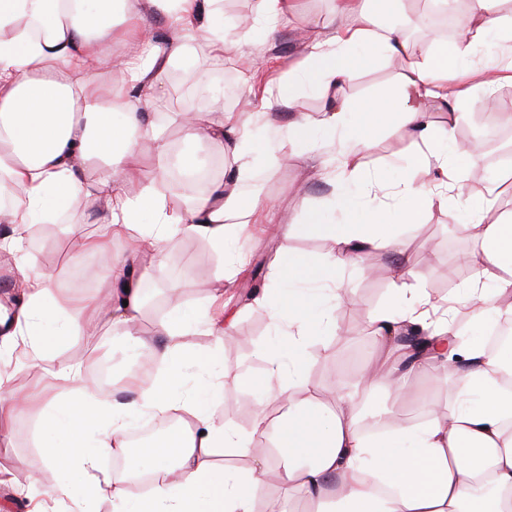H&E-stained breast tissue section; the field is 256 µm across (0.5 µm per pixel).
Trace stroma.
<instances>
[{"mask_svg": "<svg viewBox=\"0 0 512 512\" xmlns=\"http://www.w3.org/2000/svg\"><path fill=\"white\" fill-rule=\"evenodd\" d=\"M311 18L321 26L334 20L332 0H300V12L289 25L272 37L256 32L255 43L245 47L243 53L225 54V68L234 66L239 56L243 55L258 59L256 79L267 80L287 71L301 55V29ZM211 63L208 52L202 48L197 52L196 70L179 68L164 74V101L160 108L149 109V118L157 120L166 112L194 109L201 113L205 123L220 122L224 112L232 111L233 106L225 104L220 111L213 108L212 98L224 92V74L223 70L212 69ZM200 70L209 72L211 78L206 101L196 106L189 92ZM399 72L398 63L388 60L382 53H374L356 78L338 87L335 95L337 99L353 102L372 99L389 86ZM488 93L495 96V107L483 105V97ZM488 93L476 90L472 100L462 104L465 117L455 129L456 136L467 134L473 138L482 137L485 130L491 127L498 131L496 139L486 141L482 159L462 173L466 186L475 189L492 178L504 175L503 150L512 148V83L497 84ZM372 140L373 146L366 157V172L359 182L347 187L348 192L360 200L366 199L369 184L375 176H382L391 182L399 180L402 163L419 150L414 141L400 138L385 127L375 128ZM330 141L328 134L315 133L307 143L292 148L288 159L278 168L258 171L256 180L263 186L262 194L275 206L278 214L293 215L296 221L301 222L306 212L317 211L321 214L322 223H348L347 215L331 209L332 186L318 165V157L327 152ZM455 210V216L451 217L446 211L431 208L421 212L414 223L402 225L400 234L410 243L407 256L402 257L384 249H370L357 262L349 265L342 282L344 289L353 296L354 305L337 310V324L341 326L354 320L360 329H367L373 312L386 302L391 288L390 279L373 280L371 268L389 270L401 262L407 264L431 297L460 296L457 312L468 314L469 304L463 296L470 272L458 266L457 258L475 248L474 241L463 231L474 210L465 202L456 204ZM283 245L315 261L336 252L333 241L313 233L282 242L265 224L253 225L249 233L227 242L220 251L203 239L174 236L163 243L161 256L139 252L136 271L145 292L153 293L157 298L156 304L146 308L138 321L141 335H152L159 320L166 316L168 307L162 295L167 286H178L185 308H200L214 292L215 271L223 254H243L247 259L246 268L233 281L225 283L224 301L228 312L237 315L232 335L247 337L248 342L243 350L225 354L220 371L231 376L261 377L265 368L261 354L264 350L275 349L279 338L270 325L266 305L257 302L255 296L270 285L273 279L270 260ZM159 262L164 265L160 271L155 268ZM74 264L70 237L65 232L51 236L39 252L32 253L24 248L13 253L0 252L2 269L28 266L51 272L59 283L54 297L62 306L78 298L93 300L107 291V273L97 267L87 270L89 288L77 292L61 288L64 274ZM313 338L315 344L308 349L310 376L323 389L333 387L337 376L360 374L377 357L374 342H353L345 337L341 329L333 333L317 331ZM73 359L86 364L106 363L112 372L111 391L117 400L125 401L131 397L125 387L126 374L132 369H143L145 356L122 337L113 335L108 322L101 319L88 324L80 334L64 337L50 356L37 355L26 341L19 343L15 349L0 353V379L5 382L0 390L5 395L20 398L37 392L48 402L61 403L67 397L68 387L64 381L47 377L46 371L58 363ZM456 376V364L442 362L426 374L410 378L406 397L399 405L400 413L410 412L411 408L427 399L439 403L449 401ZM261 410L271 415L276 408L271 404L260 406L257 392L246 386L233 390L227 398L218 402L213 416L246 433ZM10 436V446L0 447V469L9 471L12 477L10 483L0 485V512H32L37 506L44 507L46 512H111V502L84 501L81 490L91 475H111L115 453H97L94 474L59 472L47 464L45 451L63 447L64 439L58 434L44 433L37 415L28 410L14 418ZM62 484L70 486L69 496H55V488Z\"/></svg>", "mask_w": 512, "mask_h": 512, "instance_id": "1", "label": "stroma"}]
</instances>
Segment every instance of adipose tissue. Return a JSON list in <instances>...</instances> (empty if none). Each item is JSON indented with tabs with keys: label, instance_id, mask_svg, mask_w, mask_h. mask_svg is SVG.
Masks as SVG:
<instances>
[{
	"label": "adipose tissue",
	"instance_id": "ef3b65f1",
	"mask_svg": "<svg viewBox=\"0 0 512 512\" xmlns=\"http://www.w3.org/2000/svg\"><path fill=\"white\" fill-rule=\"evenodd\" d=\"M470 2V18L459 37L432 52L407 35L420 28L419 13H404L398 27L381 24L380 12L402 11V0H336L342 24L307 39L297 66L268 82L260 96L242 95L239 109L204 126L187 112L173 113L165 124L147 122L141 108L160 99L162 74L191 62L198 45L220 59L229 47L251 44L255 25L226 20L220 0H0V223L11 227L10 234L0 237V249L13 250L29 223L50 207L86 195L101 201L107 216L95 236L72 226L74 253L102 258L111 276L107 297L62 308L53 299L52 275L12 273V280L23 286L12 304L0 305V349L33 336L45 323L60 324L68 336L102 318L113 335L148 348L133 328L144 294L133 262L113 257V238L155 247L175 235L193 236L220 249L248 224L274 225L284 239L307 233L308 225L279 217L268 200L246 186L258 169L278 166L289 146L309 139L314 130L342 133L339 171L346 181L362 175L376 126L419 140L426 148L407 160L401 183L375 178L370 201L335 188L334 205L353 221L324 225L325 236L334 238L338 249L332 260L315 264L279 248L274 268L286 286L278 291L270 322L280 345L268 356L265 377L249 382L264 401L278 404V416L257 414L245 434L211 416L230 385L209 381L191 398L181 396L184 361L215 370L224 356L227 324L223 313L190 311L178 303L155 329L167 345L152 354L154 374L129 379L134 401L98 399L80 366L72 363L55 372L70 385L67 402L50 407L26 398L24 405L46 431L67 436L66 448L46 455L48 464L63 472L91 466L92 449L125 450L127 428L143 418L177 410L192 417L188 435L154 441L147 453L128 456L125 471L109 481L88 483L86 497L111 498L114 512H253L262 477L273 467L285 491L303 494L308 512H512V388L502 381L512 346L494 353L478 337L460 342L453 301H430L409 281L408 270H395L389 299L371 320L385 358L373 374L336 386L335 405L322 402L305 358L312 332L335 330L336 310L348 300L340 287L341 269L371 247L405 252L399 224L413 223L424 208L447 207L449 195L463 189L462 171L483 153L478 139L451 157L436 148L437 142L453 141L461 118L456 108L473 95L472 88L458 82L455 62L492 32L512 52V14L499 13L497 0ZM155 16L168 24L162 48L151 41L148 20ZM116 42L136 44L139 51L122 58V77L114 85L100 81L97 71ZM369 44L399 61L398 85L368 103L337 99L336 87L353 80L365 62L359 50ZM307 82L323 98L317 117L300 116L289 123L286 137L256 147L248 116L259 114L275 124L277 113L294 105ZM421 99L452 108L451 125L432 128L415 106ZM117 112L122 122H114ZM171 123L184 128L190 143L227 148L225 177L179 201L159 194L158 185L166 182L171 165L189 174L201 166L192 152L170 159ZM147 142L155 159L148 179L135 162ZM94 158L104 167L89 180L84 172ZM145 213L151 223H140ZM467 229L479 245L465 256L473 319L479 324L511 321L512 222L477 219ZM200 325L214 338L203 353L187 341ZM417 331L434 342L419 357L396 341L398 334ZM442 358L463 365L456 404L442 407L416 428L373 408L376 386L402 398L407 377ZM220 452L248 459L249 465L216 466L213 458ZM147 456L158 464V479L148 494L140 495L132 487ZM171 457L176 467L165 466Z\"/></svg>",
	"mask_w": 512,
	"mask_h": 512
}]
</instances>
